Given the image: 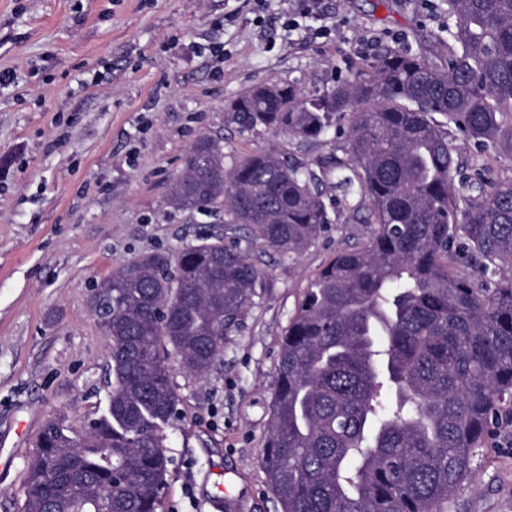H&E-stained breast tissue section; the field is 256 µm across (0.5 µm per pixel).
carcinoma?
I'll return each instance as SVG.
<instances>
[{
  "label": "carcinoma",
  "instance_id": "obj_1",
  "mask_svg": "<svg viewBox=\"0 0 512 512\" xmlns=\"http://www.w3.org/2000/svg\"><path fill=\"white\" fill-rule=\"evenodd\" d=\"M440 69L385 46L322 93L262 84L228 119L317 139L349 113L348 161L287 162L262 149L226 167L193 145L168 199L224 212L215 234L155 252L93 286L108 339L106 411L74 433L44 426L22 512H161L164 428L182 416L165 364L204 375L256 289L259 254L298 256L332 223L324 169L357 171L367 241L311 280L282 335L262 465L282 512H448L493 422L512 407V177L461 166L450 128L512 158V0H447ZM247 246H242L241 241ZM465 252L480 280L454 270Z\"/></svg>",
  "mask_w": 512,
  "mask_h": 512
}]
</instances>
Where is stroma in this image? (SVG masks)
I'll use <instances>...</instances> for the list:
<instances>
[{
    "label": "stroma",
    "instance_id": "1",
    "mask_svg": "<svg viewBox=\"0 0 512 512\" xmlns=\"http://www.w3.org/2000/svg\"><path fill=\"white\" fill-rule=\"evenodd\" d=\"M445 0H0V512H20L45 422L76 432L106 410L107 341L89 287L157 251L227 233L221 217L168 197L195 141L225 162L264 148L282 159H346L347 117L303 140L226 120L260 84L336 85L384 45L442 65ZM341 172L326 177L332 222L300 256L263 254L266 285L202 377L176 355L183 415L165 430L163 512H214L204 478L234 479L223 512H281L261 465L280 341L310 280L363 244L367 215ZM448 512H512V415L502 414Z\"/></svg>",
    "mask_w": 512,
    "mask_h": 512
}]
</instances>
